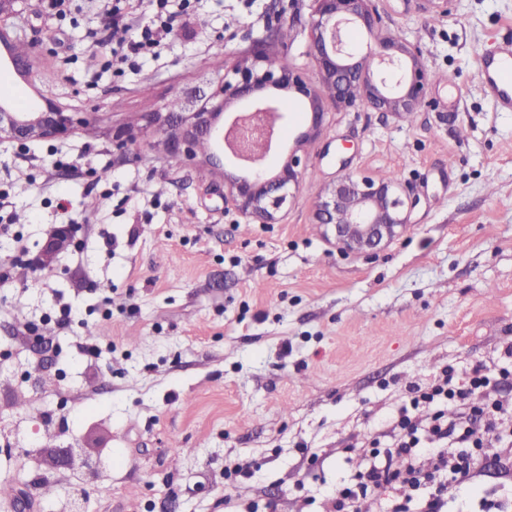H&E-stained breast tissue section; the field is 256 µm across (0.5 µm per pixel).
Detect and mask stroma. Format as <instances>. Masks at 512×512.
Returning <instances> with one entry per match:
<instances>
[{
    "instance_id": "stroma-1",
    "label": "stroma",
    "mask_w": 512,
    "mask_h": 512,
    "mask_svg": "<svg viewBox=\"0 0 512 512\" xmlns=\"http://www.w3.org/2000/svg\"><path fill=\"white\" fill-rule=\"evenodd\" d=\"M385 31L419 47L426 104L396 121L328 109L279 223L224 207V181L169 154L166 105L195 110L266 43L308 77L312 0H191L159 56L116 70L93 49L112 20L97 0L9 21L34 63L0 68V97L75 112L63 137L0 141V512H66L86 457L104 454L89 512H331L337 483L388 444L408 386L444 368L508 371L512 403V112L482 91L480 62L512 38V0H377ZM291 36L281 41L276 27ZM95 66H88V57ZM349 170L395 177L415 199L406 232L367 255L333 248L319 196ZM52 267L31 259L60 228ZM73 306L56 324L58 304ZM76 450L72 467L39 454ZM512 465L483 464L461 512Z\"/></svg>"
}]
</instances>
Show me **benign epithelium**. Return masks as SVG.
Instances as JSON below:
<instances>
[{"instance_id":"7a95c632","label":"benign epithelium","mask_w":512,"mask_h":512,"mask_svg":"<svg viewBox=\"0 0 512 512\" xmlns=\"http://www.w3.org/2000/svg\"><path fill=\"white\" fill-rule=\"evenodd\" d=\"M313 2L309 29L317 80L259 48L235 63L233 77L224 78L215 101H205L192 113L191 129L167 141L170 153L188 158L196 157L201 140L219 143V154L210 159L233 169L224 173V208L259 224L278 223L291 189L299 187L304 174L300 152L319 134L326 106L372 109L400 118L424 104L430 86L418 48L382 34L373 0ZM355 28L369 38L368 51L360 55L351 42ZM288 92L305 98L309 126L272 172L269 161L280 149L288 125L283 111V94ZM74 124L73 113L50 100L30 112H18L0 101V140L54 139L71 132ZM413 206V200L402 197L396 179L345 171L318 201L314 219L336 250L359 255L400 237ZM66 242V233H58L44 246L37 264L51 265Z\"/></svg>"}]
</instances>
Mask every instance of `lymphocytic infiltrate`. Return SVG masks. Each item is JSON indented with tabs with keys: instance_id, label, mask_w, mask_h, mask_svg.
<instances>
[{
	"instance_id": "f902f5d3",
	"label": "lymphocytic infiltrate",
	"mask_w": 512,
	"mask_h": 512,
	"mask_svg": "<svg viewBox=\"0 0 512 512\" xmlns=\"http://www.w3.org/2000/svg\"><path fill=\"white\" fill-rule=\"evenodd\" d=\"M113 18L136 10L131 23L113 26L100 47H111L112 63L157 54L172 37L185 13L184 0H101ZM491 378L481 369L466 377L443 370L427 386L409 389V403L394 421V437L372 448L373 463L355 483L340 484L332 499L334 512H352L366 496L391 495L392 512H448L452 484L476 469L490 447L508 450L512 433L504 422L512 405L490 392Z\"/></svg>"
}]
</instances>
